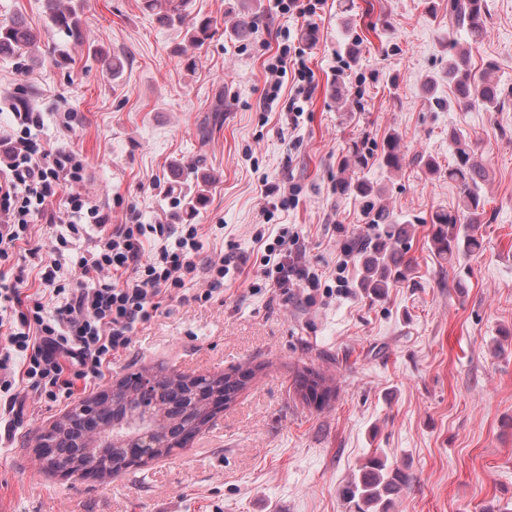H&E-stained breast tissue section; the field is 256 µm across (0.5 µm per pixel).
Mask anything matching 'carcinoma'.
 <instances>
[{
  "label": "carcinoma",
  "instance_id": "1",
  "mask_svg": "<svg viewBox=\"0 0 512 512\" xmlns=\"http://www.w3.org/2000/svg\"><path fill=\"white\" fill-rule=\"evenodd\" d=\"M144 8L152 12L161 26L186 22V0H143ZM45 8L51 24L66 33L76 43L84 41V34L78 11L63 0H45ZM486 0H448V16L461 27L472 42L481 41L486 34ZM259 17L254 13H241L231 26L232 34L241 40L247 39L258 27ZM213 22L210 19L194 20L190 23V42L201 46L209 39ZM38 41L37 33L20 16L0 21V56H16L32 48ZM448 85L456 103L463 106L479 105L488 112H494L501 104L502 91L499 85L473 71L470 56L462 51L448 60ZM454 146L455 163L448 168V179L460 189V200L454 210L439 209L432 213L429 223L433 226L431 242L436 253L443 259L452 261L463 253L472 254L481 248L478 234L481 217L485 212L481 186L488 180L487 167L477 159L467 137L458 131L449 134ZM374 157L358 144H353L348 163L336 179L335 192L338 197L354 195L365 203L369 223L385 224L382 234L352 236L346 245L359 258L361 266L360 287L379 297L385 290L406 277L409 262L405 260L406 240L410 230L399 222L381 203L382 192L373 183L359 176L369 166ZM379 160L392 170L399 171L407 163L423 165L429 172L438 171L435 160L414 158L406 160L400 150L398 139L388 137L380 150ZM253 376V370L245 369L234 374L206 378L205 386L184 385L177 399L171 398L170 376L159 374L154 377L156 389L154 403L150 409L154 414L164 413L168 417H181L170 434L155 436L159 447L153 449L159 458L174 449L176 440L193 422L206 423V407L210 396L216 394L228 405L234 402ZM140 385L136 373L127 377L120 392L112 400L106 413V424L111 428L125 431L129 421H145L142 402L137 400L134 391ZM295 388L302 400L309 405L323 407L334 394L327 385L326 378L313 368L299 371ZM82 417L73 408L67 417V429L58 443L80 451L82 468L98 470L106 467L105 461L96 455L95 449L78 446L81 441ZM413 477L396 468H389L378 457L363 463L355 478L341 490V496L349 507V512H390L394 501L410 489Z\"/></svg>",
  "mask_w": 512,
  "mask_h": 512
}]
</instances>
